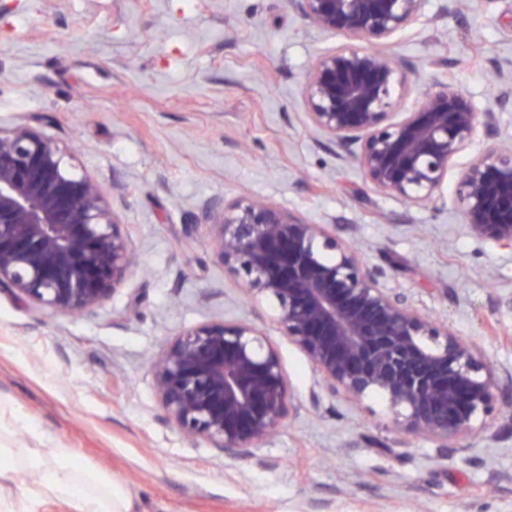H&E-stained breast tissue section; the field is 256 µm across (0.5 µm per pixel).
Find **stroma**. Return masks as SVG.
<instances>
[{
    "label": "stroma",
    "mask_w": 512,
    "mask_h": 512,
    "mask_svg": "<svg viewBox=\"0 0 512 512\" xmlns=\"http://www.w3.org/2000/svg\"><path fill=\"white\" fill-rule=\"evenodd\" d=\"M292 0H0V128L74 150L109 194L138 268L94 310L53 315L0 288V444L69 448L140 512H512V244L475 237L451 188L376 191L306 115L311 62L342 44ZM387 52L409 112L447 80L512 140V0H425ZM250 196L336 225L408 304L473 344L504 397L449 448L376 398L331 397L270 302L202 246L212 204ZM244 321L294 390L244 457L185 438L152 364L179 332Z\"/></svg>",
    "instance_id": "obj_1"
}]
</instances>
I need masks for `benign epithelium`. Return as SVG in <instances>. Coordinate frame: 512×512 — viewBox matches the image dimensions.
<instances>
[{"instance_id":"7a95c632","label":"benign epithelium","mask_w":512,"mask_h":512,"mask_svg":"<svg viewBox=\"0 0 512 512\" xmlns=\"http://www.w3.org/2000/svg\"><path fill=\"white\" fill-rule=\"evenodd\" d=\"M318 30L349 40L320 54L302 94L311 125L331 137L379 192L422 206L441 192L477 129L485 143L454 200L489 243L512 242V144L492 110L452 84L393 120L402 68L383 50L418 24L425 0H292ZM205 246L275 305L285 336L326 391L377 396L409 434L448 447L493 414L499 394L477 350L381 283L382 270L323 224L240 199L206 210ZM134 248L102 186L40 130H0V287L54 314L98 307L128 281ZM158 399L180 430L244 456L293 407L278 351L251 324L209 321L169 341L153 365Z\"/></svg>"}]
</instances>
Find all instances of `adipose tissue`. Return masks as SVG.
<instances>
[{
    "mask_svg": "<svg viewBox=\"0 0 512 512\" xmlns=\"http://www.w3.org/2000/svg\"><path fill=\"white\" fill-rule=\"evenodd\" d=\"M36 473L22 495L31 503L48 497L69 502L72 512H135L129 487L111 471L80 467L68 448H0V486L16 483L22 471Z\"/></svg>",
    "mask_w": 512,
    "mask_h": 512,
    "instance_id": "adipose-tissue-1",
    "label": "adipose tissue"
}]
</instances>
